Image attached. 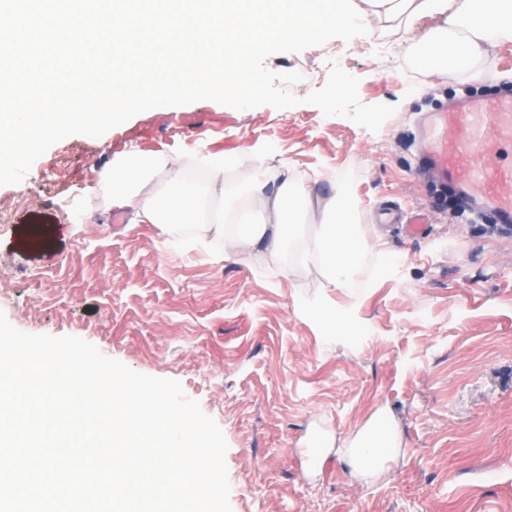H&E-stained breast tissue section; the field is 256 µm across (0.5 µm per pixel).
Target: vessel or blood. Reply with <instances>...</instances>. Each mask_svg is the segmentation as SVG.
<instances>
[{
  "label": "vessel or blood",
  "instance_id": "b4317fda",
  "mask_svg": "<svg viewBox=\"0 0 512 512\" xmlns=\"http://www.w3.org/2000/svg\"><path fill=\"white\" fill-rule=\"evenodd\" d=\"M427 133L433 172L463 194L475 216L490 207L500 223L512 224V165L495 162L499 146L512 144V94L452 101L433 113Z\"/></svg>",
  "mask_w": 512,
  "mask_h": 512
}]
</instances>
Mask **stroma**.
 Returning <instances> with one entry per match:
<instances>
[{
	"label": "stroma",
	"mask_w": 512,
	"mask_h": 512,
	"mask_svg": "<svg viewBox=\"0 0 512 512\" xmlns=\"http://www.w3.org/2000/svg\"><path fill=\"white\" fill-rule=\"evenodd\" d=\"M434 19L412 21L401 58L362 37L269 57L295 71L300 105L237 110L210 100L157 107L102 136H68L23 181L0 186V312L34 335L76 336L106 357L178 381L226 439L231 512H512V239L493 225L441 222L416 176L431 112L462 93L491 96L512 75V41L493 47L481 81L423 75L410 52ZM359 80L363 103L394 105L378 132L305 103L329 61ZM327 193L347 183L369 243L353 288H325L317 264L289 269L195 231L135 224L94 194L102 169L134 154L175 167L199 152L238 158L227 184L250 180L254 148ZM386 208L426 209V232L378 222ZM331 300L358 318L342 339L303 311ZM403 446L387 469L353 477L321 433L342 438L378 409Z\"/></svg>",
	"instance_id": "obj_1"
}]
</instances>
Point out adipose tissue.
<instances>
[{"instance_id":"obj_1","label":"adipose tissue","mask_w":512,"mask_h":512,"mask_svg":"<svg viewBox=\"0 0 512 512\" xmlns=\"http://www.w3.org/2000/svg\"><path fill=\"white\" fill-rule=\"evenodd\" d=\"M438 26L415 62L427 75L469 80L483 76L482 64L497 43L512 40V0H101L81 8L67 30L87 47H105L124 63L118 105L134 96L226 93L253 88L250 51L269 35L291 38L318 32L333 21L375 23L388 31L406 28L415 17ZM179 21L177 71L156 75L144 63L127 66L129 41L148 20ZM202 178L174 168L164 156L133 158L104 171L98 187L109 207L128 209L136 224L171 231L201 224L226 246L255 251L260 259L285 265L317 263L328 287H352L366 251L344 184L320 194L288 169L258 166L243 193L224 187V157L195 159ZM320 447L335 449L352 472L372 476L398 456L402 446L393 417L378 410L344 440L322 436Z\"/></svg>"}]
</instances>
